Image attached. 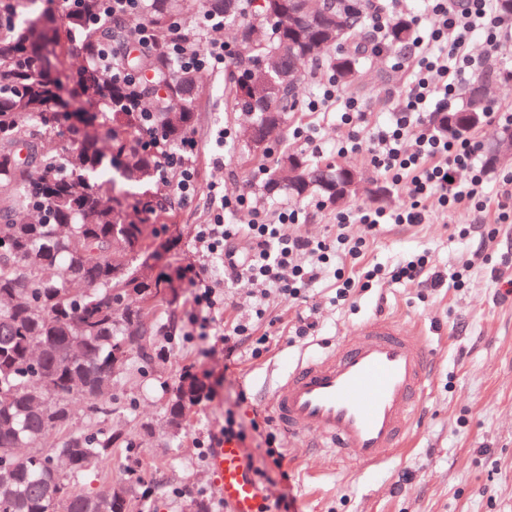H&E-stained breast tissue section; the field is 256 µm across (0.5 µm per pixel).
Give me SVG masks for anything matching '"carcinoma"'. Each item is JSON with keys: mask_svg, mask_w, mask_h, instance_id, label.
<instances>
[{"mask_svg": "<svg viewBox=\"0 0 512 512\" xmlns=\"http://www.w3.org/2000/svg\"><path fill=\"white\" fill-rule=\"evenodd\" d=\"M295 0H264L272 20L243 16L239 42L248 62L237 60L231 90L235 104L259 113L260 127L273 125L280 143L283 116L300 105L294 82L270 90L265 62L283 39L315 36L325 43L313 55L286 56L297 73L323 65L342 85L363 88V65L382 55L371 41H358L365 17L383 9L380 0H323L296 24ZM154 34L142 49L128 30L136 20L94 18L101 0H78L62 14L64 30L38 0H0V512H149L151 484L133 463V444L112 427L76 432L73 404L100 421L112 415L117 383L132 356L148 363L161 332L157 314L172 307L177 285L153 274L159 256L148 217L166 213L157 169L142 146L161 140L178 145L191 129L195 104L208 79L183 70L169 55L178 23L192 41L200 10L224 20L242 16L240 0H143ZM343 13V33L327 43ZM411 22L392 17L386 50L413 38ZM120 48V68L144 73L137 108L122 106L127 89L101 67L97 52ZM485 76L470 82L471 95L449 110L440 130L470 132L486 119ZM278 164L299 170L306 184L288 182L302 199L312 190L330 197L336 170L301 154ZM166 417L173 436L187 412L204 396L186 375L167 389ZM54 435L51 448L43 439ZM125 448V478L104 493L77 489L79 478Z\"/></svg>", "mask_w": 512, "mask_h": 512, "instance_id": "cac0c4a2", "label": "carcinoma"}]
</instances>
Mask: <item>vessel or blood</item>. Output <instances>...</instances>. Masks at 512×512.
Here are the masks:
<instances>
[{
  "label": "vessel or blood",
  "instance_id": "vessel-or-blood-1",
  "mask_svg": "<svg viewBox=\"0 0 512 512\" xmlns=\"http://www.w3.org/2000/svg\"><path fill=\"white\" fill-rule=\"evenodd\" d=\"M432 366L422 344L390 318H372L357 339H340L300 360L279 380L271 403L278 427L361 467L403 447L407 422L425 399ZM209 466L231 512H258L260 492L242 465V450L226 442Z\"/></svg>",
  "mask_w": 512,
  "mask_h": 512
}]
</instances>
